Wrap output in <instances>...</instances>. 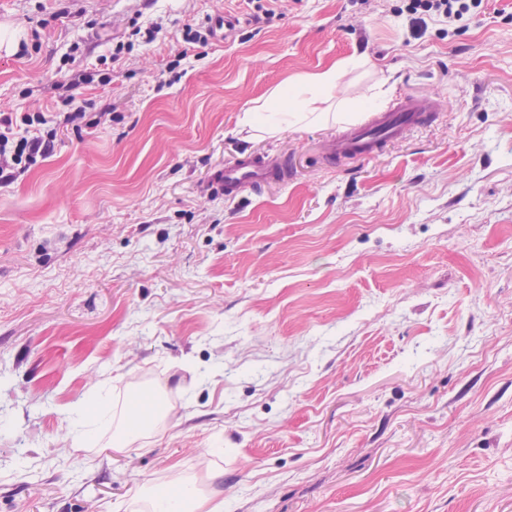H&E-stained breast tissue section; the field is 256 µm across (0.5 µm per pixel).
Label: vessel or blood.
I'll list each match as a JSON object with an SVG mask.
<instances>
[{"label": "vessel or blood", "instance_id": "b4317fda", "mask_svg": "<svg viewBox=\"0 0 512 512\" xmlns=\"http://www.w3.org/2000/svg\"><path fill=\"white\" fill-rule=\"evenodd\" d=\"M432 112L429 100L415 91L402 93L386 109L369 113L367 119L337 134L326 156L329 160L345 158L359 161L399 138L407 129L420 125ZM285 162L264 157L236 159L219 172V188L225 195L234 196L247 189H257L266 183L284 180Z\"/></svg>", "mask_w": 512, "mask_h": 512}]
</instances>
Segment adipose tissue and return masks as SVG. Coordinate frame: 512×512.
Returning <instances> with one entry per match:
<instances>
[{"mask_svg": "<svg viewBox=\"0 0 512 512\" xmlns=\"http://www.w3.org/2000/svg\"><path fill=\"white\" fill-rule=\"evenodd\" d=\"M346 67V62L340 61L320 72L285 81L265 102L246 109L244 126L275 135L288 120L295 124L329 121L330 115L324 104ZM164 394L165 389L161 386L132 394L123 404L118 424H111L108 417H97V424L111 427L114 448L126 447L141 435L142 428L135 424V417L140 416L142 407L147 404L153 405L155 410H162Z\"/></svg>", "mask_w": 512, "mask_h": 512, "instance_id": "ef3b65f1", "label": "adipose tissue"}]
</instances>
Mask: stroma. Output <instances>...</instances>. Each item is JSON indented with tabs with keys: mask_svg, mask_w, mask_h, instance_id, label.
<instances>
[{
	"mask_svg": "<svg viewBox=\"0 0 512 512\" xmlns=\"http://www.w3.org/2000/svg\"><path fill=\"white\" fill-rule=\"evenodd\" d=\"M396 3L247 25L244 0H0V111L98 122L0 187V512H137L184 482L223 512H512V0L417 39ZM220 15L231 35L186 45ZM351 58L347 121L243 137ZM408 88L430 121L326 160L360 97ZM248 156L287 179L211 189ZM147 383L169 412L141 439L71 446V407Z\"/></svg>",
	"mask_w": 512,
	"mask_h": 512,
	"instance_id": "35a3bbf8",
	"label": "stroma"
}]
</instances>
